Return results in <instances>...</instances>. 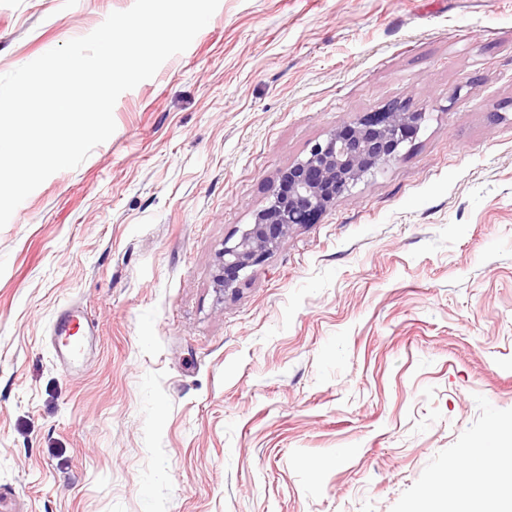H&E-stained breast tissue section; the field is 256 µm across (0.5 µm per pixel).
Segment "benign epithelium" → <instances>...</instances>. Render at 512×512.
I'll return each instance as SVG.
<instances>
[{"instance_id": "obj_1", "label": "benign epithelium", "mask_w": 512, "mask_h": 512, "mask_svg": "<svg viewBox=\"0 0 512 512\" xmlns=\"http://www.w3.org/2000/svg\"><path fill=\"white\" fill-rule=\"evenodd\" d=\"M423 112L392 107L343 126L280 176L271 198L238 240L224 245L217 258L216 290L237 288L240 272L264 261L295 226L310 224L337 196L399 157L416 135Z\"/></svg>"}]
</instances>
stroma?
<instances>
[{
  "instance_id": "1",
  "label": "stroma",
  "mask_w": 512,
  "mask_h": 512,
  "mask_svg": "<svg viewBox=\"0 0 512 512\" xmlns=\"http://www.w3.org/2000/svg\"><path fill=\"white\" fill-rule=\"evenodd\" d=\"M133 2L0 0V75ZM396 102L399 158L216 292L281 173ZM113 115L0 229V512H426L512 424V0H220ZM81 322L84 325L85 335L93 336V327L88 320L82 315L81 311L70 305L63 306L54 318L51 326L52 346L56 363L58 362L63 369L71 368L77 359L76 352L67 343H64L63 338L69 336L73 326L75 324L80 326Z\"/></svg>"
}]
</instances>
